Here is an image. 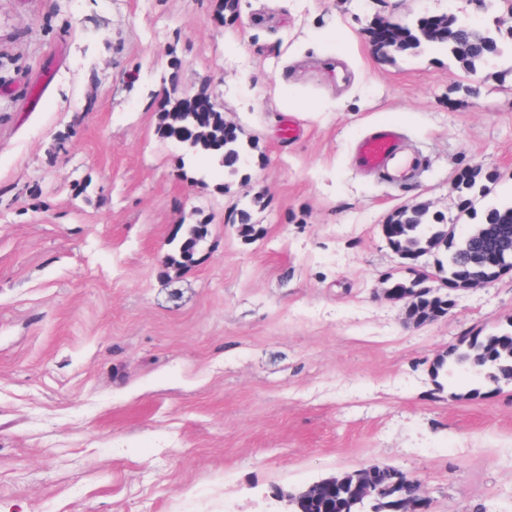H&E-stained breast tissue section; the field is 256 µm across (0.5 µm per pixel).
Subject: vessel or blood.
<instances>
[{
    "label": "vessel or blood",
    "mask_w": 512,
    "mask_h": 512,
    "mask_svg": "<svg viewBox=\"0 0 512 512\" xmlns=\"http://www.w3.org/2000/svg\"><path fill=\"white\" fill-rule=\"evenodd\" d=\"M355 167L377 181L400 186L415 182L420 159L410 153L400 133L391 126L372 128L355 145Z\"/></svg>",
    "instance_id": "b4317fda"
}]
</instances>
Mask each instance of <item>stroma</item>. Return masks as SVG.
<instances>
[{"instance_id": "35a3bbf8", "label": "stroma", "mask_w": 512, "mask_h": 512, "mask_svg": "<svg viewBox=\"0 0 512 512\" xmlns=\"http://www.w3.org/2000/svg\"><path fill=\"white\" fill-rule=\"evenodd\" d=\"M0 0V512H276L275 490L379 465L431 512H512V383L434 363L512 326V275L413 328L381 226L454 207L467 168L512 195V77L379 58L375 21L473 0ZM205 91L248 161L164 138ZM425 159L392 188L352 165L372 126ZM255 226L242 236L240 214ZM208 228L173 266L177 231Z\"/></svg>"}]
</instances>
